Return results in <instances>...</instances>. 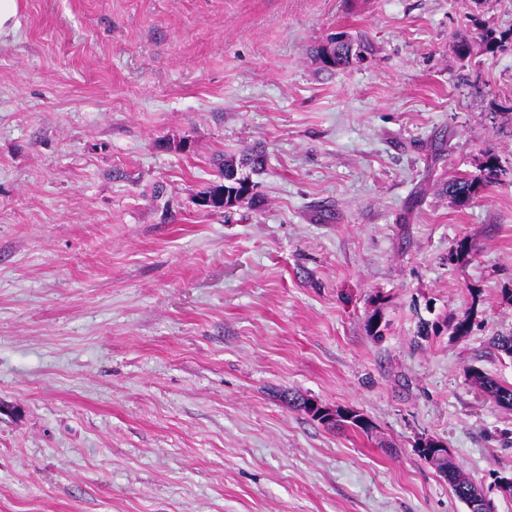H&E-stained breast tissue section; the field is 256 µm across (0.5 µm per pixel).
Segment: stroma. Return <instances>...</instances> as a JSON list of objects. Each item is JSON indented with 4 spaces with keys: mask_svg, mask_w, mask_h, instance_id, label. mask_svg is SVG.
Masks as SVG:
<instances>
[{
    "mask_svg": "<svg viewBox=\"0 0 512 512\" xmlns=\"http://www.w3.org/2000/svg\"><path fill=\"white\" fill-rule=\"evenodd\" d=\"M20 3L0 36V512H467L422 437L512 512V410L467 379L512 385L488 343L512 335V49L479 37L512 30V0ZM339 33L363 57L326 66L312 49ZM255 146L257 203L200 206ZM490 154L498 183L456 204L446 183ZM465 315L470 335L417 341Z\"/></svg>",
    "mask_w": 512,
    "mask_h": 512,
    "instance_id": "obj_1",
    "label": "stroma"
}]
</instances>
